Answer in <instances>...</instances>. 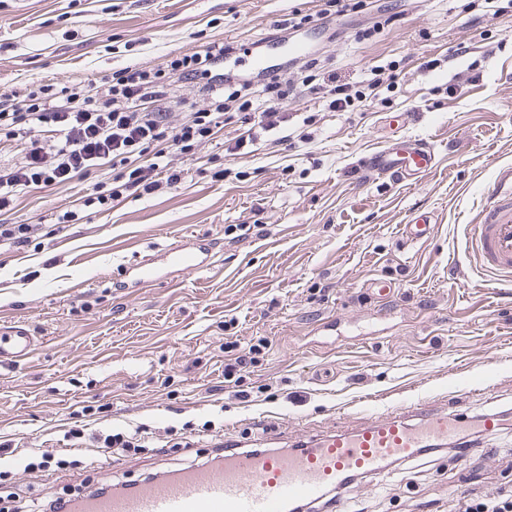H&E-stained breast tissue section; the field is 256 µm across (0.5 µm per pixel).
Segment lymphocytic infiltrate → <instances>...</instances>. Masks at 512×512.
Instances as JSON below:
<instances>
[{"label":"lymphocytic infiltrate","instance_id":"lymphocytic-infiltrate-1","mask_svg":"<svg viewBox=\"0 0 512 512\" xmlns=\"http://www.w3.org/2000/svg\"><path fill=\"white\" fill-rule=\"evenodd\" d=\"M234 50L232 42H213L204 51L172 56L161 68L123 67L103 81L88 80L79 93L45 84L15 96L0 108V132L13 136L36 130L53 135L54 141L31 146L21 164L0 165V216L32 189L91 180L105 167L112 172L110 183L93 182L84 206H108L132 195L179 187L185 171L170 164L169 154L194 155L230 125L236 128L235 147H244L254 142L256 129L275 130L284 123L279 100L318 95L329 109L344 111L354 101L379 96L384 82L379 66L358 89L321 80L311 59L295 80L274 73L258 85L228 86L215 68ZM183 80L195 84L205 106L174 125L169 120L179 105L174 86Z\"/></svg>","mask_w":512,"mask_h":512}]
</instances>
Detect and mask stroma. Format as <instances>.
<instances>
[{
  "instance_id": "1",
  "label": "stroma",
  "mask_w": 512,
  "mask_h": 512,
  "mask_svg": "<svg viewBox=\"0 0 512 512\" xmlns=\"http://www.w3.org/2000/svg\"><path fill=\"white\" fill-rule=\"evenodd\" d=\"M365 2L358 15L315 22L312 55L353 86L373 66L399 64L378 99L337 112L285 99L281 111L311 116L309 138L278 145L267 133L240 156L207 146L202 161H185L180 187L88 207L56 233L51 224L87 182L20 198L15 222L43 235L0 255V326H24L40 343L25 363L0 364V442L67 448L72 428L87 437L139 428L146 439L137 454L49 473L1 457L0 512L203 462L267 428L292 444L409 397L506 418L468 456L432 453L359 482L346 512H448L452 497L512 491V286L477 270L466 247L486 209L512 206L507 191L487 193L512 174V0H498L494 20L469 0ZM296 9L316 7L0 0V101L222 40L238 45L223 66L233 83L250 74L245 58L276 40L274 20ZM395 138L430 142L434 168L415 182L367 170L364 156ZM425 212L431 238L406 239L405 224ZM206 238L218 243L208 270L115 286L122 266L153 249ZM373 278L393 283V303L368 294ZM252 345L253 362L225 382V363Z\"/></svg>"
}]
</instances>
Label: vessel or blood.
Masks as SVG:
<instances>
[{
	"label": "vessel or blood",
	"instance_id": "obj_1",
	"mask_svg": "<svg viewBox=\"0 0 512 512\" xmlns=\"http://www.w3.org/2000/svg\"><path fill=\"white\" fill-rule=\"evenodd\" d=\"M435 164L426 142H402L364 159L367 169L414 180ZM467 247L479 266L512 282V214L472 225ZM215 243L171 245L158 258L126 269L135 283L158 281L164 270L201 271L211 264ZM38 339L20 325L0 326V362L26 360ZM501 415L486 412L468 420L418 401L404 400L385 415L342 430L308 437L292 448L280 447L275 431L257 439L255 448L230 449L217 466H193L163 479H146L126 490L92 492L70 500L64 512H292L301 503L323 504L340 512L341 497L355 480H379L394 464L470 438L493 436Z\"/></svg>",
	"mask_w": 512,
	"mask_h": 512
}]
</instances>
